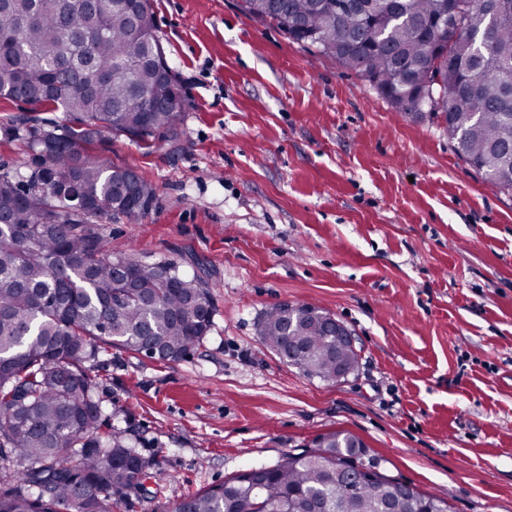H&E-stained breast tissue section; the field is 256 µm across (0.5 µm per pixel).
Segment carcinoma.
I'll return each instance as SVG.
<instances>
[{
  "mask_svg": "<svg viewBox=\"0 0 512 512\" xmlns=\"http://www.w3.org/2000/svg\"><path fill=\"white\" fill-rule=\"evenodd\" d=\"M460 30L444 27L448 0H240L248 18L354 71L391 107L431 120L500 193H512V4L459 0ZM155 28L150 0H7L0 5V98L49 105L70 125L22 117L3 128L35 152L27 173L0 167V512H112L157 463L118 433L100 432L97 383L86 364L106 348L175 362L203 341L208 285L168 261L112 249L96 223L138 222L155 189L130 167L86 154L109 136L178 135L182 87ZM454 62L434 77L440 50ZM111 76L91 84L88 68ZM425 94H413L418 86ZM91 201L83 208L75 192ZM328 314L277 304L258 326L263 344L305 376L354 372L358 353L326 330ZM343 431L273 466L251 468L186 495L175 512H433L447 497L390 477L354 489L336 463L361 462Z\"/></svg>",
  "mask_w": 512,
  "mask_h": 512,
  "instance_id": "1",
  "label": "carcinoma"
}]
</instances>
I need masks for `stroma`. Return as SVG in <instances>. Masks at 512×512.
Here are the masks:
<instances>
[{"label":"stroma","instance_id":"35a3bbf8","mask_svg":"<svg viewBox=\"0 0 512 512\" xmlns=\"http://www.w3.org/2000/svg\"><path fill=\"white\" fill-rule=\"evenodd\" d=\"M151 4L184 122L153 146L94 147L156 189L139 223L99 230L204 279L215 315L179 361L92 362L103 428L162 472L113 512H173L333 431L452 512H512V195L239 0ZM278 303L350 327L357 371L328 383L280 361L258 335Z\"/></svg>","mask_w":512,"mask_h":512}]
</instances>
